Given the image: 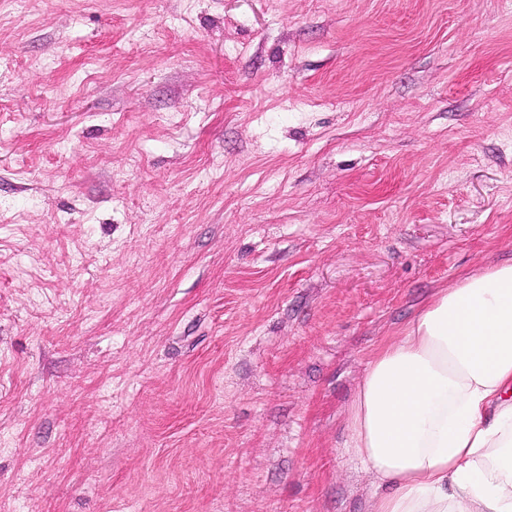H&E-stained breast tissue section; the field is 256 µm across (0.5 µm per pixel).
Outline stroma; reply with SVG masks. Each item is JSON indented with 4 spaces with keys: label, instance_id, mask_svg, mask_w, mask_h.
I'll list each match as a JSON object with an SVG mask.
<instances>
[{
    "label": "stroma",
    "instance_id": "obj_1",
    "mask_svg": "<svg viewBox=\"0 0 512 512\" xmlns=\"http://www.w3.org/2000/svg\"><path fill=\"white\" fill-rule=\"evenodd\" d=\"M512 262V0H0V512H370L388 339Z\"/></svg>",
    "mask_w": 512,
    "mask_h": 512
}]
</instances>
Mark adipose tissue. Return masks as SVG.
I'll list each match as a JSON object with an SVG mask.
<instances>
[{"mask_svg": "<svg viewBox=\"0 0 512 512\" xmlns=\"http://www.w3.org/2000/svg\"><path fill=\"white\" fill-rule=\"evenodd\" d=\"M349 448L372 512H512V263L461 274L381 346Z\"/></svg>", "mask_w": 512, "mask_h": 512, "instance_id": "obj_1", "label": "adipose tissue"}]
</instances>
